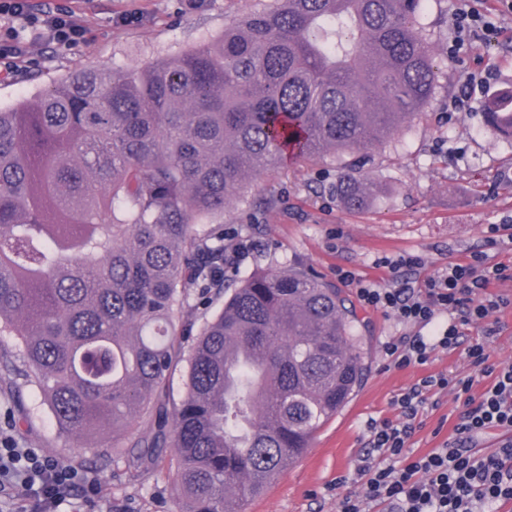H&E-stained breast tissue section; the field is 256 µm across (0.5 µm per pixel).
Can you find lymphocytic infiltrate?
<instances>
[{
  "label": "lymphocytic infiltrate",
  "instance_id": "1",
  "mask_svg": "<svg viewBox=\"0 0 512 512\" xmlns=\"http://www.w3.org/2000/svg\"><path fill=\"white\" fill-rule=\"evenodd\" d=\"M26 19L47 41L70 45L84 40L86 27L71 14L51 9L33 13L30 0H0V16ZM359 301L404 325H427L437 313L453 321L434 336H402L384 345L391 365L403 369L426 364L436 352H460L463 358L492 383L473 394V378L440 374L427 376L394 399L398 415L372 424L370 449L356 474L363 480L359 493L342 497L338 512H368L383 505L387 512H498L512 502V365L490 362L485 340L497 332L489 319L503 304L489 292L492 284L512 279V266L490 262L488 254L448 265L415 287L381 286L355 279ZM484 325L485 338L471 341L463 329ZM445 391L461 400L464 408L448 438L437 448L412 457L408 443L414 422L430 394ZM510 433L498 448L480 452L472 443L487 430ZM24 489L46 512H58L65 495L79 490L94 494L96 483L87 474L60 467L33 448L6 445L0 448V492Z\"/></svg>",
  "mask_w": 512,
  "mask_h": 512
}]
</instances>
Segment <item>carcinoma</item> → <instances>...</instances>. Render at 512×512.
Instances as JSON below:
<instances>
[{"label":"carcinoma","instance_id":"1","mask_svg":"<svg viewBox=\"0 0 512 512\" xmlns=\"http://www.w3.org/2000/svg\"><path fill=\"white\" fill-rule=\"evenodd\" d=\"M423 9L274 0L205 47L0 109V336L75 456L99 437L139 472L169 448L176 512H246L354 396L366 362L336 288L298 268L241 279L207 225L252 178L325 153L343 158L340 203L366 207L355 153L434 92ZM485 118L512 138V89ZM189 288L224 293L198 328ZM180 364V398L153 400Z\"/></svg>","mask_w":512,"mask_h":512}]
</instances>
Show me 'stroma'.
Masks as SVG:
<instances>
[{
	"label": "stroma",
	"instance_id": "35a3bbf8",
	"mask_svg": "<svg viewBox=\"0 0 512 512\" xmlns=\"http://www.w3.org/2000/svg\"><path fill=\"white\" fill-rule=\"evenodd\" d=\"M272 0H31L34 10L60 8L87 27L84 41L59 46L40 38L26 20L0 17V31L25 42L28 62L16 67L0 61V108L15 105L71 71L105 65L123 72L203 46L226 24L270 7ZM486 16L493 29L469 55L449 57L450 20L463 4ZM136 20L120 23V16ZM419 21L436 71V88L425 112L393 138L376 144L363 172L375 187L361 211L344 209L333 187L340 160L324 154L254 179L244 196L230 201L218 219L228 245L247 243L238 261L241 274L254 269H307L333 284L347 298L362 338L367 376L353 400L315 435L304 456L283 470L267 491L252 500L247 512H337L338 501L360 491L350 482L366 452L370 422L395 418L393 399L422 377L453 372L474 377V392L489 378L458 355L435 353L424 366H388L383 345L395 336L431 334L364 307L354 286L340 281L337 270L356 278L387 284L390 272L380 258L413 256L419 264L401 271L402 282L417 284L448 264L483 251L490 227L512 233V139L487 124L484 109L498 90L512 84V12L500 0H428ZM488 72L467 112H449L464 70ZM492 292L506 300L497 317L500 330L488 339L490 360L512 363V280ZM0 436L20 448H34L67 467L94 475L99 493L82 512H173L177 490L168 461L145 472H131L99 448L74 461L72 442L60 434L37 389L30 383L12 337L0 336ZM462 410L442 391L437 404H425L409 441L417 456L438 446Z\"/></svg>",
	"mask_w": 512,
	"mask_h": 512
}]
</instances>
